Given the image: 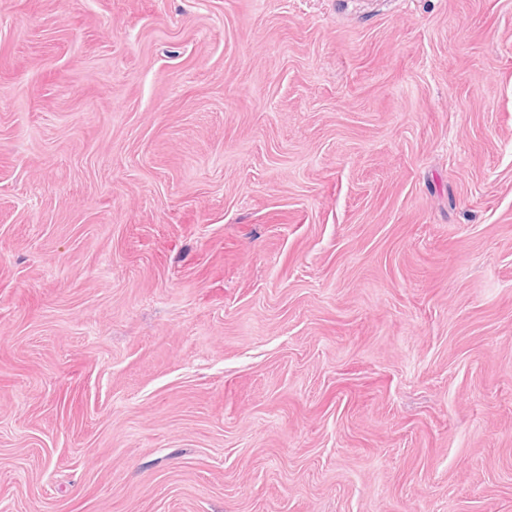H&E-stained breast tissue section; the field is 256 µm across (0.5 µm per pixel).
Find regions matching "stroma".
Returning <instances> with one entry per match:
<instances>
[{"label": "stroma", "instance_id": "stroma-1", "mask_svg": "<svg viewBox=\"0 0 512 512\" xmlns=\"http://www.w3.org/2000/svg\"><path fill=\"white\" fill-rule=\"evenodd\" d=\"M0 512H512V0H0Z\"/></svg>", "mask_w": 512, "mask_h": 512}]
</instances>
